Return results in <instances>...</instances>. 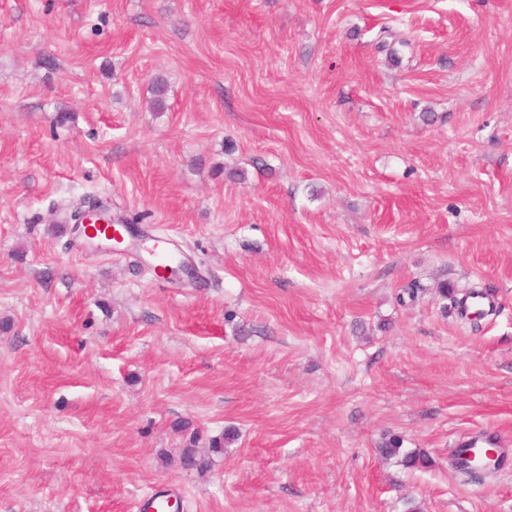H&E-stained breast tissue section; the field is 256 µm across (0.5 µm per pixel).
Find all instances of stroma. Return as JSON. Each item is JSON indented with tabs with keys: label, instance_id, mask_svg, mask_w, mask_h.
<instances>
[{
	"label": "stroma",
	"instance_id": "35a3bbf8",
	"mask_svg": "<svg viewBox=\"0 0 512 512\" xmlns=\"http://www.w3.org/2000/svg\"><path fill=\"white\" fill-rule=\"evenodd\" d=\"M87 196L135 246L83 235ZM485 430L512 440V0H0V512H512V474L452 469ZM155 245H156V253L152 254V252H151V256L153 258L154 269L157 266L160 271H165L168 268L177 267L182 262L181 258L177 254L172 252L169 248H167L163 244L160 245V243L158 242ZM167 271H168V273H170L171 275H174V276H178L179 272H181L182 274L186 275L188 278H191V279L195 278V276H196V271L194 270L193 267H183L180 270L168 269ZM437 292L442 299L450 300V307H452L457 312L458 316L461 319L469 321H472L473 319L481 320L490 315H493L495 312L493 304H491V307L489 309H483L477 312L478 317H474V315H472L468 311V308L466 306V300L472 295L479 294L475 298L470 299L468 307L485 308L491 302L490 298L480 295L482 294V290L471 289L464 293H458L457 291L452 289L448 290V284L445 283L437 289ZM459 295L462 296L459 297ZM402 441L398 437H392L378 448L380 454L386 458L401 456V462L408 467H427L429 459L420 452H403Z\"/></svg>",
	"mask_w": 512,
	"mask_h": 512
}]
</instances>
